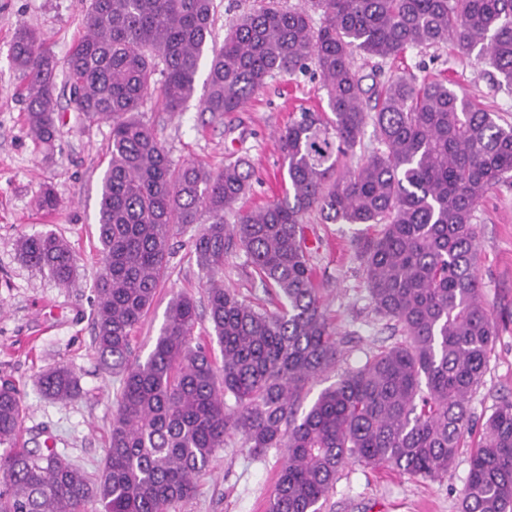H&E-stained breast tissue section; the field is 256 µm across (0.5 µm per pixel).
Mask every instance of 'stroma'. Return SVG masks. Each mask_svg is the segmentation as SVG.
Returning a JSON list of instances; mask_svg holds the SVG:
<instances>
[{"mask_svg":"<svg viewBox=\"0 0 512 512\" xmlns=\"http://www.w3.org/2000/svg\"><path fill=\"white\" fill-rule=\"evenodd\" d=\"M89 0H0V383L16 385L25 408L22 437L27 447L53 440L59 452L96 476L103 465L112 429V411L119 381L104 371L94 349L95 282L100 272L97 215L100 180L107 166L109 123L80 122L68 108L65 76L57 78L62 119L53 148L37 147L26 126L20 81L10 46L19 26L34 28L65 61L71 46L85 33L83 18ZM360 74L384 81L412 70L421 76H445L480 105L512 124V92L499 88L492 69L476 56L458 53L454 43L409 50L404 60L356 59ZM208 61H201L196 91L182 112H161L146 101L142 117L157 133L177 163L198 162L223 169L227 159H247L255 171L250 191L237 209L249 210L282 195L287 177L278 135L293 113L326 102L313 71L277 75L268 80L244 111L212 118L201 109L207 87ZM61 195L58 211L44 215L37 206L45 186ZM311 262L321 288L323 309L336 333L340 355L334 366L312 379L303 393L311 405L319 393L367 356L397 340L377 315L365 287L358 243L376 233L372 224H326L319 214L306 217ZM199 230L190 225L170 241L167 278L153 305L133 333L136 355L147 357L165 319L169 301L186 292L198 306L196 336L211 339L205 289L190 252L189 238ZM52 231L64 238L77 260L68 285L25 263L16 250L25 235ZM477 275L482 295L497 324L481 384L469 397L474 427L463 438L447 477L424 480L403 471L352 461L339 473L322 512H460L469 460L481 448L483 424L494 409L512 400V184L489 191L475 222ZM224 285L254 305L275 310L278 301L253 279L245 256L230 250L224 260ZM67 367L79 379L80 393L65 403L45 398L37 385L46 371ZM284 455L270 450L257 458L230 438L197 479V492L171 512H267Z\"/></svg>","mask_w":512,"mask_h":512,"instance_id":"35a3bbf8","label":"stroma"}]
</instances>
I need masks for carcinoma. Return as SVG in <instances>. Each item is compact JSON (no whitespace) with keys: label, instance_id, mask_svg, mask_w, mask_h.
<instances>
[{"label":"carcinoma","instance_id":"1","mask_svg":"<svg viewBox=\"0 0 512 512\" xmlns=\"http://www.w3.org/2000/svg\"><path fill=\"white\" fill-rule=\"evenodd\" d=\"M320 13V24L312 14ZM215 23L214 0H90L85 34L65 63L69 104L89 122H108L102 177L94 348L120 378L110 445L91 481L58 451L16 447L21 399L0 386V512H171L193 498L196 477L224 440L237 435L258 457L285 450L268 512H320L351 459L423 479L448 475L469 427L468 398L483 378L496 327L476 274L477 208L512 183V127L447 78L413 72L368 90L355 57L396 60L413 48L456 41L512 88V0H308L282 8L267 0L229 26L212 48L202 111L240 112L267 80L314 64L327 109H303L279 136L288 188L263 206L224 215L250 187L243 159L213 173L175 164L141 118L156 106L180 112ZM27 101L31 139L55 140L58 64L30 27L10 47ZM373 123L378 147L349 164ZM53 186L38 206L54 212ZM379 224L360 258L374 310L403 340L369 357L303 411L306 384L340 351L322 310L304 218ZM199 224L192 252L205 280L221 363L194 336L196 300L168 305L154 348L135 356L132 333L168 269L176 229ZM31 266L67 285L76 274L67 242L48 231L19 238ZM244 252L279 307L259 309L224 287V256ZM48 399L77 395L75 373L38 378ZM470 459L461 512H512V401L485 423Z\"/></svg>","mask_w":512,"mask_h":512}]
</instances>
